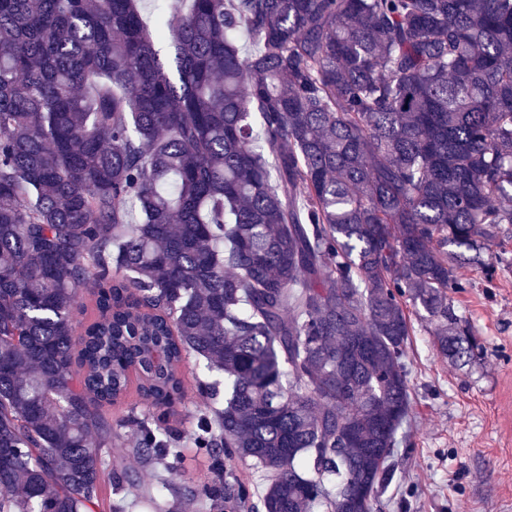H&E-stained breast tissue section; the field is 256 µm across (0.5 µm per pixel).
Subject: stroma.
<instances>
[{
  "instance_id": "35a3bbf8",
  "label": "stroma",
  "mask_w": 512,
  "mask_h": 512,
  "mask_svg": "<svg viewBox=\"0 0 512 512\" xmlns=\"http://www.w3.org/2000/svg\"><path fill=\"white\" fill-rule=\"evenodd\" d=\"M491 264L487 273L461 268L467 286L451 295L480 343L468 365L442 355L428 321L414 320L411 445L399 452L397 484L380 512H512V224L499 225ZM130 438L121 431L112 454L134 487L119 493L105 479L104 498L122 512H148L140 491L163 474L127 453Z\"/></svg>"
}]
</instances>
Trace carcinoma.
Segmentation results:
<instances>
[{
	"label": "carcinoma",
	"mask_w": 512,
	"mask_h": 512,
	"mask_svg": "<svg viewBox=\"0 0 512 512\" xmlns=\"http://www.w3.org/2000/svg\"><path fill=\"white\" fill-rule=\"evenodd\" d=\"M500 224L512 0H190L149 30L138 0H0V512H98L126 428L172 475L208 458L187 507L374 512L412 315L479 347L449 293ZM192 354L224 404L185 433ZM182 463L179 474L175 477L177 484H191L204 481L208 476L207 462L189 443L182 448Z\"/></svg>",
	"instance_id": "cac0c4a2"
}]
</instances>
